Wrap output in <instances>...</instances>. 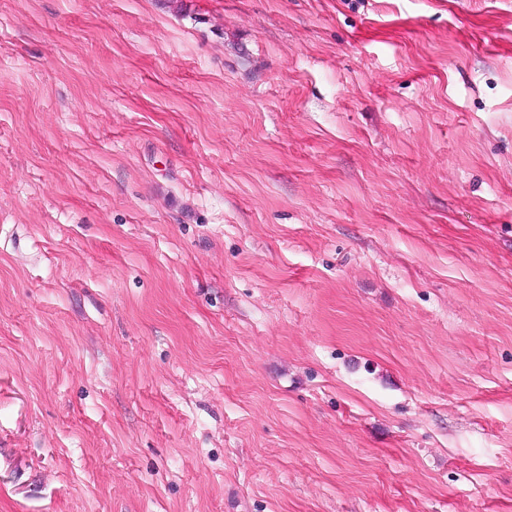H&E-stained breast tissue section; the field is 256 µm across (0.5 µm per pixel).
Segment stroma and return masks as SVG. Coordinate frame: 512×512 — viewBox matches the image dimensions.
I'll return each mask as SVG.
<instances>
[{"instance_id": "1", "label": "stroma", "mask_w": 512, "mask_h": 512, "mask_svg": "<svg viewBox=\"0 0 512 512\" xmlns=\"http://www.w3.org/2000/svg\"><path fill=\"white\" fill-rule=\"evenodd\" d=\"M0 512H512V0H0Z\"/></svg>"}]
</instances>
